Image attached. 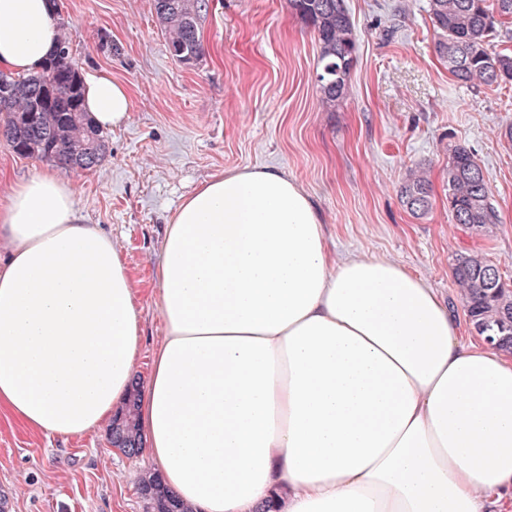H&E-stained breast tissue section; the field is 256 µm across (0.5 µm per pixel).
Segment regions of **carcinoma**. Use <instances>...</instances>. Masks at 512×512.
<instances>
[{"mask_svg": "<svg viewBox=\"0 0 512 512\" xmlns=\"http://www.w3.org/2000/svg\"><path fill=\"white\" fill-rule=\"evenodd\" d=\"M429 0L438 35L437 50L448 71L463 85L479 88L512 84V50L496 49L490 41L496 27L512 24V0ZM292 12L310 26L320 45L322 71L317 74L320 103L331 111L350 90L356 35L346 0H288ZM154 11L168 35L170 54L184 64L204 55L198 35L202 0H153ZM83 82L70 42L61 35L50 58L23 77L0 73V138L21 156L37 155L65 169L90 170L106 155L101 130L82 107ZM430 182L414 171L402 185L403 202L413 212L430 205ZM448 210L458 224L484 235L500 223L482 166L463 144L448 152ZM453 277L460 289L468 320L479 335L494 337L495 347L512 353V283L499 268L475 253L456 258ZM138 390H133L116 417L113 431L129 452L141 448L136 415ZM142 494L154 512H190L162 484L158 474L142 478Z\"/></svg>", "mask_w": 512, "mask_h": 512, "instance_id": "carcinoma-1", "label": "carcinoma"}]
</instances>
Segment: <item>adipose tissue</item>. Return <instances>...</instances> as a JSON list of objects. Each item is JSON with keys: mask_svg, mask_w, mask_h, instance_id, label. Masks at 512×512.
Wrapping results in <instances>:
<instances>
[{"mask_svg": "<svg viewBox=\"0 0 512 512\" xmlns=\"http://www.w3.org/2000/svg\"><path fill=\"white\" fill-rule=\"evenodd\" d=\"M51 0H0V69L57 45ZM84 107L124 125L127 87ZM163 336L137 401L163 484L192 512H486L512 498V353L463 340L434 288L385 258H336L305 187L234 168L186 197L157 265ZM140 309L110 234L45 171L0 206V412L76 438L111 425Z\"/></svg>", "mask_w": 512, "mask_h": 512, "instance_id": "obj_1", "label": "adipose tissue"}]
</instances>
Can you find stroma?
Wrapping results in <instances>:
<instances>
[{
    "mask_svg": "<svg viewBox=\"0 0 512 512\" xmlns=\"http://www.w3.org/2000/svg\"><path fill=\"white\" fill-rule=\"evenodd\" d=\"M357 47L349 95L319 104L320 48L288 0H208L204 55L183 64L168 50L152 0H59L57 20L82 76L108 72L132 99L127 124L106 132L90 170L25 158L0 140V173L51 171L68 182L89 223L111 234L135 282L145 381L162 336L156 266L166 224L187 196L225 170L266 167L313 195L335 257L382 256L425 279L470 333L454 283L456 257L485 255L512 280V85L470 88L438 56L428 0H346ZM471 148L501 222L484 236L448 210V150ZM426 171L430 210L410 213L400 188ZM148 452L114 450L109 429L48 437L0 415V502L5 512H150L140 481Z\"/></svg>",
    "mask_w": 512,
    "mask_h": 512,
    "instance_id": "stroma-1",
    "label": "stroma"
}]
</instances>
